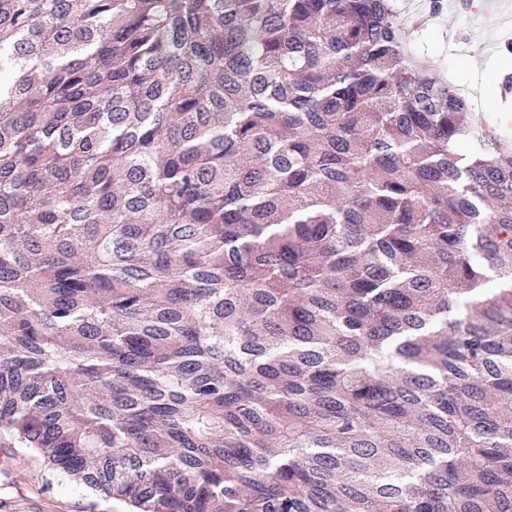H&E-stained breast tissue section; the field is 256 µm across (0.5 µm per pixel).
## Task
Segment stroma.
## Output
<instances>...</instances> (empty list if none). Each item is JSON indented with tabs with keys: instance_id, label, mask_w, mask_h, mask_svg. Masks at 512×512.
Listing matches in <instances>:
<instances>
[{
	"instance_id": "stroma-1",
	"label": "stroma",
	"mask_w": 512,
	"mask_h": 512,
	"mask_svg": "<svg viewBox=\"0 0 512 512\" xmlns=\"http://www.w3.org/2000/svg\"><path fill=\"white\" fill-rule=\"evenodd\" d=\"M427 0H397L418 52L458 81L472 101L474 120L512 135V110L501 109L505 76H512V6L505 0H447L428 15ZM0 512H125L124 505L88 493L75 482L53 477L29 448H0Z\"/></svg>"
}]
</instances>
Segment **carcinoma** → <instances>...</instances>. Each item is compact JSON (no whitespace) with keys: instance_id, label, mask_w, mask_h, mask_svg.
<instances>
[{"instance_id":"1","label":"carcinoma","mask_w":512,"mask_h":512,"mask_svg":"<svg viewBox=\"0 0 512 512\" xmlns=\"http://www.w3.org/2000/svg\"><path fill=\"white\" fill-rule=\"evenodd\" d=\"M471 115L393 0H0V447L128 512H512Z\"/></svg>"}]
</instances>
